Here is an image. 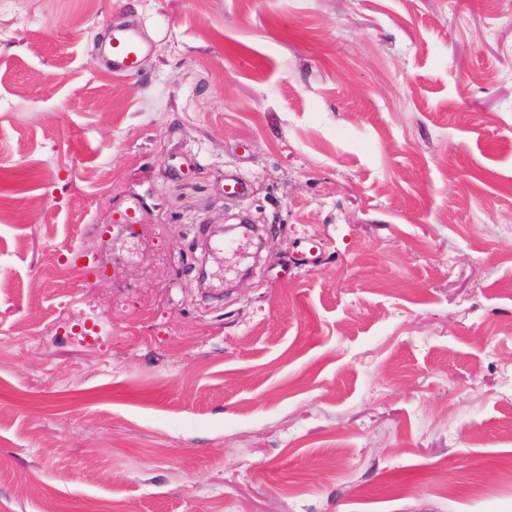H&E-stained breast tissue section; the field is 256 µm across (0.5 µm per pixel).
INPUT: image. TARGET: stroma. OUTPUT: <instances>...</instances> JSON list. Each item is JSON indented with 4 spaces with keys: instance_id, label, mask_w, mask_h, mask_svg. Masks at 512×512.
Listing matches in <instances>:
<instances>
[{
    "instance_id": "1",
    "label": "stroma",
    "mask_w": 512,
    "mask_h": 512,
    "mask_svg": "<svg viewBox=\"0 0 512 512\" xmlns=\"http://www.w3.org/2000/svg\"><path fill=\"white\" fill-rule=\"evenodd\" d=\"M511 319L512 0H0V512H512ZM105 44L107 60L115 75L136 74L151 49V41L142 27L130 23L113 24Z\"/></svg>"
}]
</instances>
